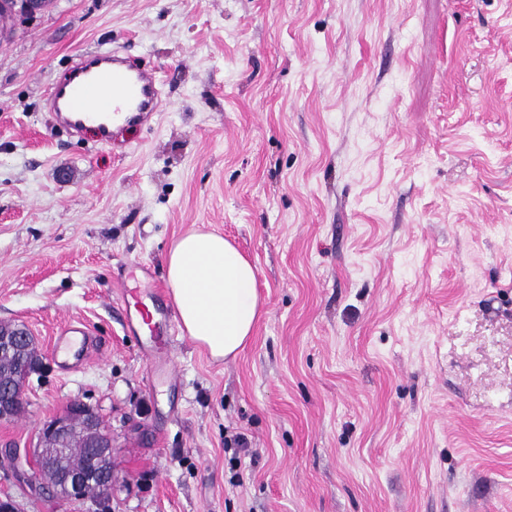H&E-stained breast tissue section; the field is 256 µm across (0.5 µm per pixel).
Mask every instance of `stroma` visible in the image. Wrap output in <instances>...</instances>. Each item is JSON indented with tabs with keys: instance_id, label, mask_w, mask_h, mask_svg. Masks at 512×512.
<instances>
[{
	"instance_id": "35a3bbf8",
	"label": "stroma",
	"mask_w": 512,
	"mask_h": 512,
	"mask_svg": "<svg viewBox=\"0 0 512 512\" xmlns=\"http://www.w3.org/2000/svg\"><path fill=\"white\" fill-rule=\"evenodd\" d=\"M98 48L163 78L108 145L46 96ZM194 224L263 307L227 362L173 324L171 385L122 284L172 304ZM0 323L43 363L0 422L24 512H83L26 453L75 400L112 430V512H512V0H53L0 46ZM73 332H79L83 336L82 344L74 351L72 355L74 363L76 365H82L87 361V351L89 344V338L87 337L88 335L84 331L78 330L71 325L63 327L59 332V336H57L55 340V348L59 353L61 346L69 348L71 345H73L74 341L71 338L72 336H69V334ZM249 441L245 433L236 432L230 437L226 436L224 438V453L229 450H233L232 456L229 458V465L232 471L235 470L233 475L230 477V483L232 485H240L243 481V474L237 470L240 466V455L244 453V455L249 452Z\"/></svg>"
}]
</instances>
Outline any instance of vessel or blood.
Returning a JSON list of instances; mask_svg holds the SVG:
<instances>
[{
  "instance_id": "b4317fda",
  "label": "vessel or blood",
  "mask_w": 512,
  "mask_h": 512,
  "mask_svg": "<svg viewBox=\"0 0 512 512\" xmlns=\"http://www.w3.org/2000/svg\"><path fill=\"white\" fill-rule=\"evenodd\" d=\"M161 80L154 68L135 67L112 50L86 52L71 68L68 78L50 87L48 102L69 129L98 128L108 137L116 122H143L160 108ZM134 313L148 328L172 322L173 308H149L139 288L128 289Z\"/></svg>"
}]
</instances>
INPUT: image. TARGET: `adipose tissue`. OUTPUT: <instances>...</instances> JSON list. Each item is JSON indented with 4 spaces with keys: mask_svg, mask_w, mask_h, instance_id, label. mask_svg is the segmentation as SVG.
Segmentation results:
<instances>
[{
    "mask_svg": "<svg viewBox=\"0 0 512 512\" xmlns=\"http://www.w3.org/2000/svg\"><path fill=\"white\" fill-rule=\"evenodd\" d=\"M166 280L188 336L212 359L235 358L261 314L250 261L222 234L192 229L172 243Z\"/></svg>",
    "mask_w": 512,
    "mask_h": 512,
    "instance_id": "adipose-tissue-1",
    "label": "adipose tissue"
}]
</instances>
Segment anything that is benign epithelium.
Instances as JSON below:
<instances>
[{
    "mask_svg": "<svg viewBox=\"0 0 512 512\" xmlns=\"http://www.w3.org/2000/svg\"><path fill=\"white\" fill-rule=\"evenodd\" d=\"M48 0H5L0 6L6 8L16 20L28 22L36 19L46 9ZM6 348H18L26 353L20 372L13 374L5 384H0V421L16 416L22 405L24 390L30 370H39L40 365L33 364V338L27 329L19 326L0 327V344ZM72 434L85 441L90 463L104 458L112 460V436L99 419L95 409L82 402H74L67 412L45 421L39 431V445L33 452L46 459H54L55 449L51 445L62 443ZM91 478L85 471H72L66 475L65 490L67 498L84 502L89 500L86 487Z\"/></svg>",
    "mask_w": 512,
    "mask_h": 512,
    "instance_id": "benign-epithelium-1",
    "label": "benign epithelium"
}]
</instances>
